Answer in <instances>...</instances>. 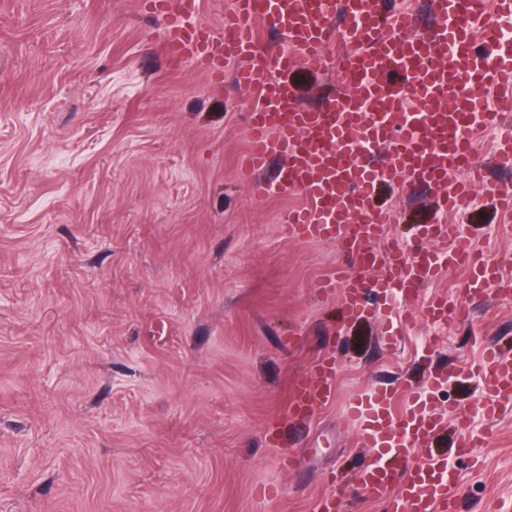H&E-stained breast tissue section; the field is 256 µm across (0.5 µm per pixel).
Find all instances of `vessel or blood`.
<instances>
[{"mask_svg":"<svg viewBox=\"0 0 512 512\" xmlns=\"http://www.w3.org/2000/svg\"><path fill=\"white\" fill-rule=\"evenodd\" d=\"M146 4L163 20L173 65L191 61L219 80L225 65L234 63L236 83L255 97L240 172L254 198L271 188L303 195L304 206L282 218L290 236L347 243L350 266L321 283L319 292L342 286L350 320L381 314L403 323L417 315L438 323L465 317L463 304L444 298L409 308L422 285L446 267L467 269L469 297L512 294L499 266L486 261L457 225L433 220L421 225L413 242H400L389 239V217L373 204L383 182L419 183L447 211L472 186L487 184L489 166H512V118L484 102L490 95L512 103V41L477 50L475 0H429L432 23L418 37L413 31L423 25L420 15L393 0H233L217 31L198 22L197 0H184L175 15L167 0ZM258 16L282 33L283 47L273 50L257 40L251 21ZM338 35L347 49L334 64L326 48ZM300 63L314 72L336 68L335 95L316 107L303 104L289 79ZM491 125L506 132L489 162L480 163L475 143ZM383 149L388 159L381 163ZM276 157L283 164L270 187L259 175ZM487 186L512 207L511 192ZM371 268L379 270L377 279L364 277ZM480 373L485 391L478 404L493 417L512 397V359L487 349ZM335 376V357L324 356L297 380L290 416L310 420L332 401ZM393 399V391L377 390L347 407L365 455L356 486L375 497L393 494L391 512H450L458 473L432 448L443 417L431 413L422 396L407 412L392 414Z\"/></svg>","mask_w":512,"mask_h":512,"instance_id":"obj_1","label":"vessel or blood"}]
</instances>
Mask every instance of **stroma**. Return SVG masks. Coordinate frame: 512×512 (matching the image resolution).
<instances>
[{
  "mask_svg": "<svg viewBox=\"0 0 512 512\" xmlns=\"http://www.w3.org/2000/svg\"><path fill=\"white\" fill-rule=\"evenodd\" d=\"M248 106L232 74L168 65L144 0H0V512H317L329 494L386 512L353 490L342 409L443 365L429 400L455 512H512V410L489 423L480 378L456 376L486 343L512 357V297L403 326L390 349L382 324L346 322L342 289L317 293L341 246L289 237L279 215L302 196L254 199L238 173ZM374 203L408 241L435 213L395 184ZM507 219L478 190L463 228L512 279ZM330 353L334 402L288 420ZM462 416L490 432L472 461Z\"/></svg>",
  "mask_w": 512,
  "mask_h": 512,
  "instance_id": "35a3bbf8",
  "label": "stroma"
}]
</instances>
